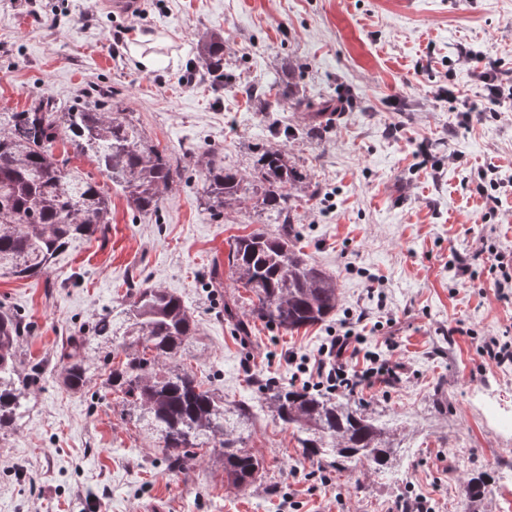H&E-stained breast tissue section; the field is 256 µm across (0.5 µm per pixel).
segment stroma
Here are the masks:
<instances>
[{
  "mask_svg": "<svg viewBox=\"0 0 512 512\" xmlns=\"http://www.w3.org/2000/svg\"><path fill=\"white\" fill-rule=\"evenodd\" d=\"M224 36V83L183 82L201 68L197 44ZM147 37L133 56L135 34ZM482 58H464L466 50ZM512 68V0H0V112L39 94L68 104L111 91L127 116L186 171L154 213L67 141L56 153L110 200L106 234L61 254L39 278L0 276V309L24 317L19 353L29 379L15 424L0 430V512H512V99L492 105L480 74ZM289 84L262 111L249 85ZM453 88L455 97H442ZM341 94L353 105L321 132L307 103ZM283 149L304 175L294 189L296 242L333 273L341 301L327 322L284 331L224 315L239 296L230 276L212 287L235 237L265 227L262 189L214 212L191 153L221 150L251 173L259 153ZM493 170L495 200L478 191ZM180 296L198 325L181 363L204 387L252 409L247 448L262 480L239 489L203 449L172 472L159 442L104 387L103 357L88 353V383L63 380L61 352L80 326L122 310L130 284ZM352 329L363 351L399 363L393 385L354 395L395 434L392 465L373 471L302 458L292 430L260 407L262 383L304 385L300 363ZM510 352L490 360L487 346ZM484 474L482 497L464 484Z\"/></svg>",
  "mask_w": 512,
  "mask_h": 512,
  "instance_id": "obj_1",
  "label": "stroma"
}]
</instances>
